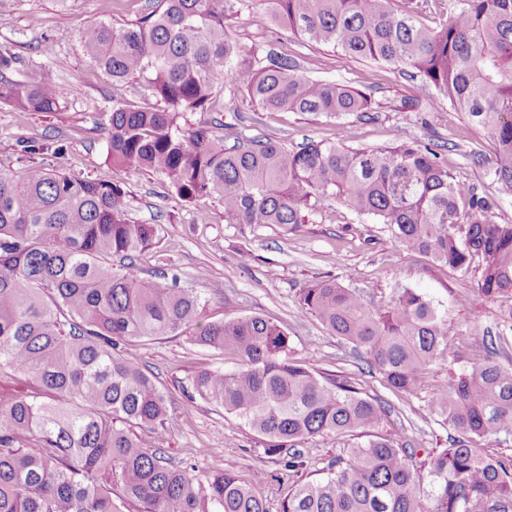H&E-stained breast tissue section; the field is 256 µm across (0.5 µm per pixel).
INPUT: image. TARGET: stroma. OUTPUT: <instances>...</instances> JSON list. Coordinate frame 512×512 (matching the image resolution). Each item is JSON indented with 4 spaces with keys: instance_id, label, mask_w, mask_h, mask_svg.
Returning a JSON list of instances; mask_svg holds the SVG:
<instances>
[{
    "instance_id": "35a3bbf8",
    "label": "stroma",
    "mask_w": 512,
    "mask_h": 512,
    "mask_svg": "<svg viewBox=\"0 0 512 512\" xmlns=\"http://www.w3.org/2000/svg\"><path fill=\"white\" fill-rule=\"evenodd\" d=\"M155 8L154 0H0V44L21 60L17 79L35 80L51 68L68 90L60 109L24 112L0 104V167L29 165L75 174L94 181L113 177L108 158V115L120 102L157 106L142 79L113 83L84 54L79 32L102 21L121 25ZM242 54L288 53L300 74L335 80L371 94L374 119L354 115L326 119L298 112H263L242 88L222 90L221 112L186 114L185 126L218 119L252 136L264 133L288 147L342 138L349 146H385L395 139L440 145L441 156L458 180L475 185L497 202L494 220L512 224V195L503 194L492 168L493 143L487 131L469 123L463 112L431 91L416 90L400 69L356 61L329 46H315L276 27L263 8L235 16L229 28ZM128 216L141 224L162 225L157 247L139 259L141 276L165 274L182 288L194 289L204 304L202 322L259 316L284 327L291 356L315 372L343 373L364 394L385 400L391 412L378 428L394 441L412 437L417 460L447 447L449 430L428 415L427 396L394 395L378 372L355 358L349 344L320 320L300 310L303 288L326 279L359 292L368 307L390 310L404 289L423 294L445 319L444 356L430 368L433 389L483 359L512 366V339L491 346L508 316L506 305L485 296L475 269H453L393 240L373 218L331 204L309 223L294 228L274 224H228L218 197L185 204L157 176L133 171L124 176ZM131 352L169 396L164 448L173 463L188 462L198 472L221 468L241 479L257 469L266 473L257 493L268 512H279L288 486L282 465L264 453V441L234 414L200 398H189V378L202 367L233 370L234 359L195 345L190 336L136 342ZM350 436L328 434L301 443L312 467H324L353 444Z\"/></svg>"
}]
</instances>
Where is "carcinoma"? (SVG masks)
Here are the masks:
<instances>
[{
	"label": "carcinoma",
	"instance_id": "1",
	"mask_svg": "<svg viewBox=\"0 0 512 512\" xmlns=\"http://www.w3.org/2000/svg\"><path fill=\"white\" fill-rule=\"evenodd\" d=\"M390 0H157L138 20L88 26L80 43L114 83L143 79L161 108L117 105L109 117L115 178L96 182L31 166L0 168V512H268L248 483L223 470L204 475L164 456L168 397L125 349L194 329L192 340L238 358L232 371L195 372L192 394L234 414L282 458L288 483L279 512H512V458L477 443L512 433V368L472 366L433 393L428 414L456 432L424 460L409 441L374 433L388 414L379 398L327 378L290 357L286 330L259 316L197 323L200 299L164 275L140 276L138 258L162 227L129 220L123 175L148 171L185 203L224 202L226 224H306L335 201L373 217L411 250L450 268L478 262V286L512 303V224L491 219L495 202L458 180L439 145L396 140L387 147L314 141L296 149L267 135L218 134L183 114L206 112L217 89L244 83L264 112L371 117V95L298 74L284 53L241 55L225 20L254 5L273 22L346 56L394 65L488 130L494 176L512 194V0H457L451 19L429 27L419 11ZM21 63L0 48V104L54 112L66 90L45 69L11 77ZM314 314L390 388L429 391L443 354V319L422 294L404 290L389 311H371L333 280L302 290ZM359 432L315 482L298 478L294 442Z\"/></svg>",
	"mask_w": 512,
	"mask_h": 512
}]
</instances>
